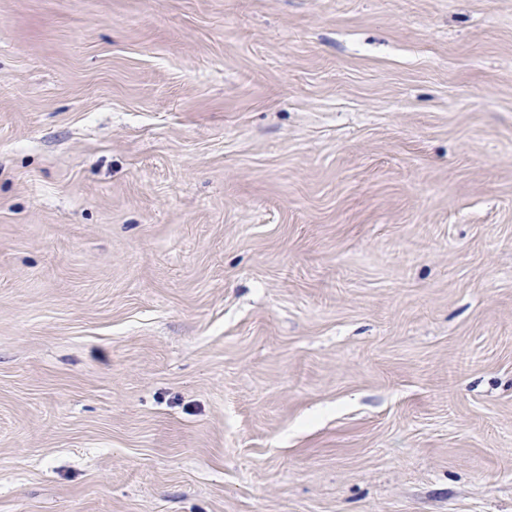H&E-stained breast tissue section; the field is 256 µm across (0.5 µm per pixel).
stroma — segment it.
Listing matches in <instances>:
<instances>
[{"label": "stroma", "instance_id": "35a3bbf8", "mask_svg": "<svg viewBox=\"0 0 512 512\" xmlns=\"http://www.w3.org/2000/svg\"><path fill=\"white\" fill-rule=\"evenodd\" d=\"M0 512H512V0H0Z\"/></svg>", "mask_w": 512, "mask_h": 512}]
</instances>
